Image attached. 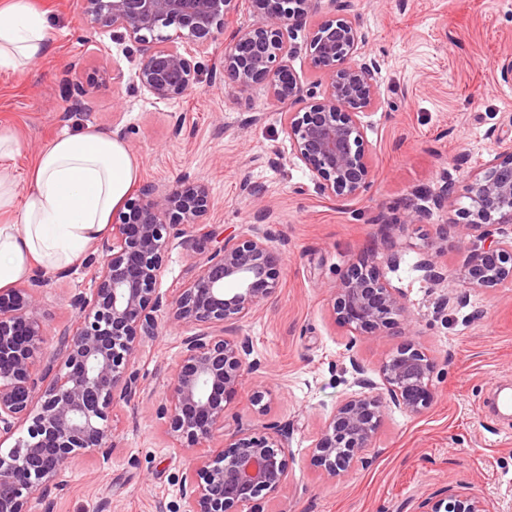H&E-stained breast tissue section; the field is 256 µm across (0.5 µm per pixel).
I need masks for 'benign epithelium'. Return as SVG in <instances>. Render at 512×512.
<instances>
[{
    "instance_id": "1",
    "label": "benign epithelium",
    "mask_w": 512,
    "mask_h": 512,
    "mask_svg": "<svg viewBox=\"0 0 512 512\" xmlns=\"http://www.w3.org/2000/svg\"><path fill=\"white\" fill-rule=\"evenodd\" d=\"M320 0H247L258 22L224 37L240 0H81V12L94 26L110 27L145 46L136 77L159 100L190 94L196 72L181 46L224 41V77L241 91L262 84L277 102L303 101L287 112L291 154L312 173L316 191L337 201L353 200L373 183L363 117L381 101L378 62L363 54L366 37L351 14V0H329L334 15L312 32L306 48L323 77L320 97L292 72L290 35L317 9ZM175 27V34L160 31ZM500 152L462 185L445 181L419 194L439 208L463 192L469 206L464 221L440 228V239L479 233L484 240L468 263L446 274L431 253L416 270L439 286L450 278L462 288H494L512 281V143L498 141ZM210 208L208 187L182 181L160 189L152 184L128 199L112 232L98 244L100 261L87 294L71 297L74 326L61 333L47 359L49 333L37 316L43 282L32 279L0 293V436L22 434L0 448V512H35L66 486L65 471L79 454L112 458L116 428L112 410L130 401L138 387V346L158 327V312L177 327L200 326L183 337L168 385V429L189 456V475L181 483L186 512H253L255 502L277 497L287 487L288 432L224 433L226 402L253 372L246 355L248 336L226 337L212 327L239 323L254 314L278 284L280 261L267 230L224 240L198 263L177 294L167 298L157 285L164 258L175 239L189 243L187 229L204 223ZM341 325L368 338L395 328L415 335L403 288L393 285L375 251H366L329 288ZM46 373L39 374L44 360ZM360 377L359 390L325 417L313 462L334 478L371 447L377 429L392 409L419 415L428 407L437 374L435 361L411 340L379 365L380 382ZM265 382L255 384L252 404L263 413L272 401ZM221 439L205 456L193 455L204 442ZM422 512H487L477 494L426 499Z\"/></svg>"
}]
</instances>
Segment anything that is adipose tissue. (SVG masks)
Segmentation results:
<instances>
[{
    "mask_svg": "<svg viewBox=\"0 0 512 512\" xmlns=\"http://www.w3.org/2000/svg\"><path fill=\"white\" fill-rule=\"evenodd\" d=\"M44 15L32 0H0V70L18 72L48 50ZM21 151L0 128V289L36 272L81 262L139 177L122 140L95 131L55 138L19 194L8 163Z\"/></svg>",
    "mask_w": 512,
    "mask_h": 512,
    "instance_id": "adipose-tissue-1",
    "label": "adipose tissue"
}]
</instances>
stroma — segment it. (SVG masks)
<instances>
[{"label": "stroma", "instance_id": "1", "mask_svg": "<svg viewBox=\"0 0 512 512\" xmlns=\"http://www.w3.org/2000/svg\"><path fill=\"white\" fill-rule=\"evenodd\" d=\"M44 11L50 52L20 73L0 72V127L14 130L21 155L12 170L19 192L42 150L62 133L123 129L140 168V184L164 188L202 181L212 206L191 247L173 245L159 284L170 295L188 283L216 236L247 234L261 224L282 253V274L269 300L227 336L252 339L257 364L227 403L224 431L277 427L288 432L292 457L279 498L259 512H421L424 499L475 493L489 512H512V417L485 406L497 386H512V282L492 289L425 283L414 263L427 252L447 269L461 267L478 237L441 242L440 225L461 219L459 198L404 223L422 189L463 182L492 159L497 139L512 141V81L496 63L512 54V0H353L367 36L365 53L380 62L381 103L365 122L375 170L357 200L333 201L314 188L293 158L283 114L297 104L270 101L264 85H230L216 43L189 51L197 84L189 95L161 102L138 83L140 44L109 28L84 25L79 0H33ZM330 14L326 0L294 31L290 67L311 92L320 72L306 43ZM258 191L264 209L254 207ZM394 248L393 285L407 293L416 344L432 355L439 376L423 413L386 415L371 448L344 476L326 478L312 462L326 415L351 391L352 361L377 377L383 358L404 341L355 335L334 319L327 287L363 251ZM98 260L46 273L39 318L50 331L74 323L71 297L87 290ZM182 329L160 324L137 358L140 390L114 411L116 448L109 461L89 454L70 463L67 488L51 512H184L181 479L187 457L173 449L163 413ZM269 380L277 393L266 413L251 402L253 385Z\"/></svg>", "mask_w": 512, "mask_h": 512}]
</instances>
